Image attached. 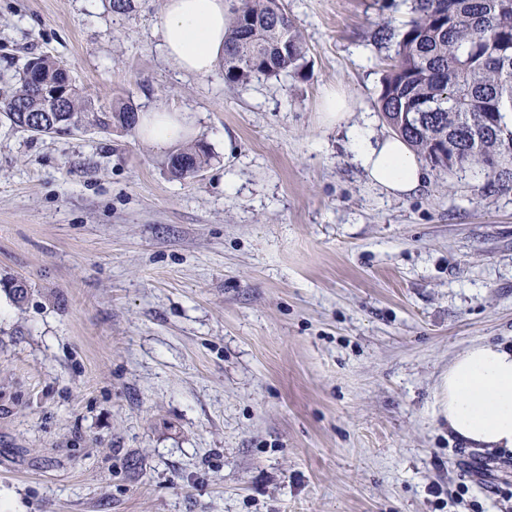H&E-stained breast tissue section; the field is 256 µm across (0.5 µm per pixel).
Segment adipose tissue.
Here are the masks:
<instances>
[{"label":"adipose tissue","instance_id":"ef3b65f1","mask_svg":"<svg viewBox=\"0 0 512 512\" xmlns=\"http://www.w3.org/2000/svg\"><path fill=\"white\" fill-rule=\"evenodd\" d=\"M228 23L227 0H165L160 36L167 59L182 72L209 74L224 54ZM138 133L161 150L189 138L192 128L179 112L161 108L142 115ZM351 141L370 181L387 193L408 195L423 185L426 171L400 137L376 140L356 127ZM437 405L465 447L512 451V345L479 343L458 355L441 378Z\"/></svg>","mask_w":512,"mask_h":512}]
</instances>
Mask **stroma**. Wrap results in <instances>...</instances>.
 I'll use <instances>...</instances> for the list:
<instances>
[{"label": "stroma", "mask_w": 512, "mask_h": 512, "mask_svg": "<svg viewBox=\"0 0 512 512\" xmlns=\"http://www.w3.org/2000/svg\"><path fill=\"white\" fill-rule=\"evenodd\" d=\"M284 5L306 67L237 87L166 60L164 0H0V90L45 55L209 151L178 180L137 132L0 120V512H512V454L437 406L458 354L512 343V187L371 184L319 101L387 134L371 33L407 7ZM320 107L328 126L347 123L352 114L351 103L347 96L332 88L323 91Z\"/></svg>", "instance_id": "35a3bbf8"}]
</instances>
